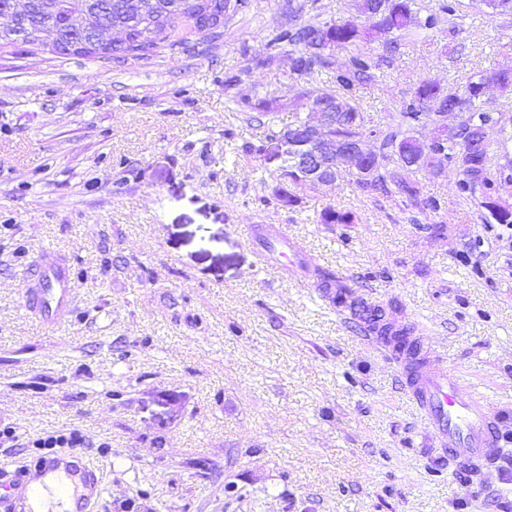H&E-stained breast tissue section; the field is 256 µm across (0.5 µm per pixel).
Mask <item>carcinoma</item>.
<instances>
[{
  "instance_id": "obj_1",
  "label": "carcinoma",
  "mask_w": 512,
  "mask_h": 512,
  "mask_svg": "<svg viewBox=\"0 0 512 512\" xmlns=\"http://www.w3.org/2000/svg\"><path fill=\"white\" fill-rule=\"evenodd\" d=\"M59 0H34L31 7L18 19V25L30 32V37L19 43L34 51L50 49L52 38L69 37L73 30L69 17L57 6ZM71 11L81 14L104 13L112 30L123 37L101 45L102 53L97 58L127 59L146 56L164 44L180 45L189 29L205 37L212 27L191 24V18L203 15L207 20H227L250 7L249 0H236L235 8L224 12V0H64ZM474 7L485 6L503 15H512V0H470ZM371 11L369 19L360 23L353 20H318V0H288V22L272 34L267 43L268 54L262 61L271 65L286 52L295 59L290 66L288 78L301 80L303 92L319 98L324 91L314 85L315 76L323 71L332 73V95L336 99L335 111L340 113L337 125L331 130L334 135L365 139L372 137L378 143L380 162L377 173L365 179L355 176V184L362 190L382 196L397 194L405 206L424 211H437L441 200L425 196L416 182L407 173L425 163H433L423 157L420 143L410 136V131L424 121L436 117L444 118L450 113L458 116L456 124L447 127L443 136L432 144V150L448 158V165L460 170L462 178L456 183L460 197L474 200L478 207L487 211L495 223L512 224V206L501 201V182L512 181V162L495 165L489 154V140L493 134H504L506 126L499 122L501 111L490 108L483 101L485 89L495 84L502 89L512 88V71L485 70L472 75L462 91L443 89L433 81H424L416 89L413 98L403 105L397 126L386 131L365 129V118L356 104L357 92L379 68L381 60L354 49L356 41L367 37L377 38L390 51H396L402 41L411 36L410 25L418 22L422 30H432L448 25V30L458 31L460 0H441L438 7L426 11L421 19L418 0H384L377 5L367 3ZM306 14L313 19L300 21ZM0 34V48L19 45ZM346 52L345 61L339 63L336 56ZM242 107L258 111L257 120L263 128L259 144L246 146V151L260 156L271 140L284 128L297 130L303 117L282 128L279 113L284 104L269 92L252 101L242 98ZM298 161L290 158L286 172L280 174L279 183L273 187L272 195L285 206H293L297 199L289 186L299 183ZM354 217L331 207L323 209L317 223L351 224ZM324 282H336V302L348 303L347 285L338 281L331 270H318Z\"/></svg>"
}]
</instances>
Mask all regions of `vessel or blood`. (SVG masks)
I'll use <instances>...</instances> for the list:
<instances>
[{"label": "vessel or blood", "instance_id": "b4317fda", "mask_svg": "<svg viewBox=\"0 0 512 512\" xmlns=\"http://www.w3.org/2000/svg\"><path fill=\"white\" fill-rule=\"evenodd\" d=\"M73 288L64 258L44 254L29 271L23 307L46 329L61 326L71 311ZM376 303L362 300L357 318L372 328L371 341L398 364L403 390L427 421L441 458L451 463L461 481L482 479L495 463L502 441V416L472 387L461 382L439 358L424 351L412 334L386 336L374 330ZM66 476L65 512H98L103 494L100 471L85 457L56 454L23 470L12 482L10 494L0 496V512H38L37 491L46 478Z\"/></svg>", "mask_w": 512, "mask_h": 512}]
</instances>
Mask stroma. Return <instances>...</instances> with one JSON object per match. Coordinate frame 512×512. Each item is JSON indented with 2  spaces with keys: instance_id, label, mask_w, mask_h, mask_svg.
I'll return each mask as SVG.
<instances>
[{
  "instance_id": "obj_1",
  "label": "stroma",
  "mask_w": 512,
  "mask_h": 512,
  "mask_svg": "<svg viewBox=\"0 0 512 512\" xmlns=\"http://www.w3.org/2000/svg\"><path fill=\"white\" fill-rule=\"evenodd\" d=\"M287 19L288 0H251L144 59L0 49V422L23 438L80 429L100 512H512V237L451 167L411 175L434 212L346 173L275 200L279 164L246 151L262 131L237 101L275 89L281 124L306 112L288 56L263 63ZM491 69L512 70V16L466 7L457 34L402 44L357 103L384 129L422 81ZM328 206L354 223H318ZM281 230L502 412L496 471L460 484L396 363L313 295L311 269L268 252ZM47 251L75 296L52 331L23 308Z\"/></svg>"
}]
</instances>
